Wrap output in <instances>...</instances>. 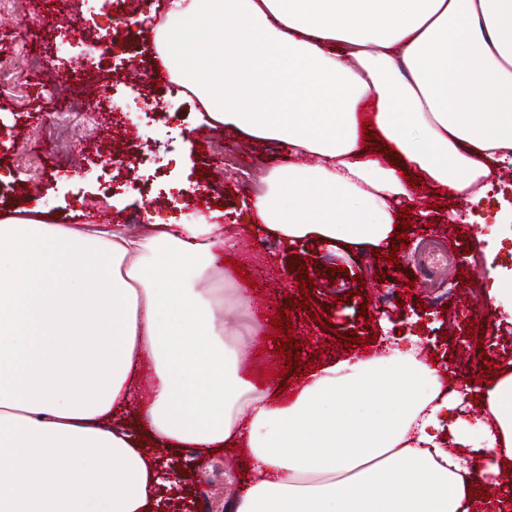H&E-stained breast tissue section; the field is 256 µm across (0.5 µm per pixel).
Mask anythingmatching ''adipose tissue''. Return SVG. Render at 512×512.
Wrapping results in <instances>:
<instances>
[{
  "mask_svg": "<svg viewBox=\"0 0 512 512\" xmlns=\"http://www.w3.org/2000/svg\"><path fill=\"white\" fill-rule=\"evenodd\" d=\"M156 45L200 123L297 155L251 202L288 243L385 249L415 201L406 175L463 197L512 167V0H169ZM41 212L0 218V512H153L150 441L246 449L235 512H471L477 473L512 462L511 371L470 384L471 421L411 349L276 396L238 370L262 325L244 294L242 327L224 323L220 224L133 236ZM135 399L142 442L114 420Z\"/></svg>",
  "mask_w": 512,
  "mask_h": 512,
  "instance_id": "1",
  "label": "adipose tissue"
}]
</instances>
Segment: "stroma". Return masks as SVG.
I'll use <instances>...</instances> for the list:
<instances>
[{
    "label": "stroma",
    "instance_id": "35a3bbf8",
    "mask_svg": "<svg viewBox=\"0 0 512 512\" xmlns=\"http://www.w3.org/2000/svg\"><path fill=\"white\" fill-rule=\"evenodd\" d=\"M99 17H89L81 0H26L27 24L0 15V63L10 72L23 100L0 95V211L24 205L32 190H39L43 213L52 224H121L133 234L145 231L143 220L181 219L194 205L222 208L219 222L229 242L215 282L224 290V319L241 323L232 303L237 292L261 300L266 317L288 308L300 280L315 273L316 284L307 298L317 313H329L328 328L304 313L293 312L291 336L301 343L302 362L324 365L347 358L350 352L372 357L386 336L406 331L420 338L417 357L440 362L449 370L480 371L485 362L507 368L512 364V312L488 297L487 268L512 272V257L500 249L497 225L501 205L512 200V172L488 179L492 202L478 205L463 197L441 198L422 188L419 210L435 219V226L413 222L404 246L397 253L400 266L379 260L375 251L288 246L254 233L256 217L246 202L256 191L262 173L286 166L287 145L247 138L230 128L200 125L201 104L186 95L177 116L161 112L137 115L139 138L131 144L113 141L126 160L112 165L101 149L108 134L126 123L125 113L105 109L107 99L136 96L143 73L153 79L151 90L163 94L164 70L154 44L156 19H145L113 34V48L102 62L79 69L91 38L111 14H130L134 0H99ZM41 55L43 70H28L25 53ZM80 99L89 116L86 128L71 132L66 152L42 140L41 132L54 111ZM199 145L186 149L191 134ZM167 160L153 171L140 163L142 156ZM152 188L146 196L126 191L127 183ZM176 186L177 202L159 200L157 190ZM440 239L455 262L457 273L445 278L440 266L421 255L422 243ZM244 273H235L234 264ZM342 275H334L335 267ZM369 324H362V317ZM354 332L356 350L338 346L335 337ZM272 340L257 335L242 349L240 368L253 383L271 385L286 370L285 360L273 351ZM185 470V503L180 512H228L240 492L245 462L238 449L201 456L189 448L178 453Z\"/></svg>",
    "mask_w": 512,
    "mask_h": 512
}]
</instances>
